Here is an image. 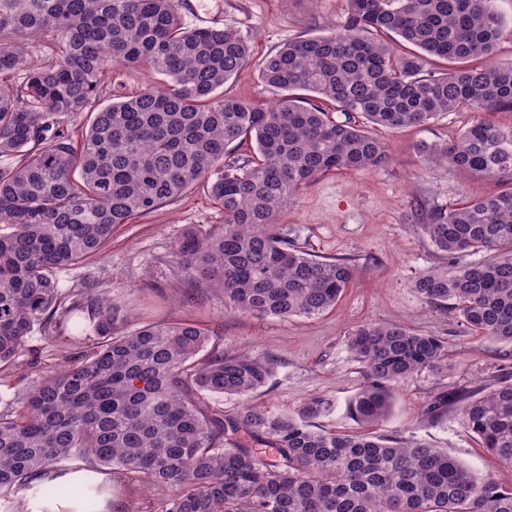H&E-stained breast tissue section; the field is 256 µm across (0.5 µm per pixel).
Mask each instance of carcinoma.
<instances>
[{
	"label": "carcinoma",
	"instance_id": "1",
	"mask_svg": "<svg viewBox=\"0 0 512 512\" xmlns=\"http://www.w3.org/2000/svg\"><path fill=\"white\" fill-rule=\"evenodd\" d=\"M347 4L340 29L264 60L261 80L284 95L261 107L224 96L248 63L246 39L185 26L179 0H0V76L24 72L16 85L0 81V224L11 227L0 232V366L37 329L71 328L86 345L74 362L13 385L0 410V500L22 492L18 512L32 500L38 512H101L113 479L137 474L156 491V512H512V486L476 477L440 448L316 427L333 411L325 398L295 417L225 416L208 397L257 391L269 360L209 351V334L191 323L129 329L122 304L92 287L65 291L55 275L204 179L224 224L183 231L170 260L181 280L209 282L243 312L319 315L354 267L297 249L278 217L327 173L389 162L368 126H424L469 110L477 117L455 140L423 149L438 168L498 190L422 213L456 270L425 271L414 288L429 304L452 303L476 335L512 343V126L482 117L512 109V64L487 62L502 26L494 0ZM46 32L51 58L34 62L23 41ZM395 38L415 52H395ZM478 58L486 63L467 64ZM437 59L450 66L428 69ZM118 66L159 81L99 109L74 139L64 118L86 111ZM247 138L255 157L232 155ZM347 347L366 382L346 410L367 428L389 417L395 387L448 369L441 339L401 325H361ZM453 403L481 447L512 467V371ZM241 430L272 439L278 458H256L233 439Z\"/></svg>",
	"mask_w": 512,
	"mask_h": 512
}]
</instances>
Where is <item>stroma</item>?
Returning a JSON list of instances; mask_svg holds the SVG:
<instances>
[{
  "label": "stroma",
  "instance_id": "1",
  "mask_svg": "<svg viewBox=\"0 0 512 512\" xmlns=\"http://www.w3.org/2000/svg\"><path fill=\"white\" fill-rule=\"evenodd\" d=\"M186 26H228L248 41L247 66L224 85L225 96L271 105L281 93L263 83V61L284 44L319 35L342 25L347 0H181ZM150 78L135 69L105 76L95 99L104 107L120 96L147 88ZM473 118L469 112H444L428 125L397 130L376 128L391 161L373 170L337 171L303 189L278 222L296 246L311 255L345 258L355 276L336 307L318 316H258L225 304L215 289L201 287L181 294L182 282L169 264L175 240L188 225L200 231L222 224L224 213L204 182L189 186L177 199L152 214L116 227L106 250L82 264L58 271L63 289L94 279L102 293L124 303L128 326L142 321L200 325L210 344L233 356L249 353L271 360L269 382L249 397L216 395L212 408L235 416L251 407L273 416L294 415L313 398L333 401L334 412L315 426L345 434L361 427L346 413L347 401L364 385L363 368L349 352L347 339L367 323L401 325L448 343L451 367L439 375L422 372L396 390L390 417L378 434L428 442L467 465L478 477L512 486V469L500 465L467 429L457 405L438 418L424 410L441 393L457 395L487 388L496 371L512 366V344L472 335L457 313L426 304L416 293L417 276L444 269L448 257L416 224L415 214L433 206L446 209L486 195L492 181L465 172L438 171L422 145L455 139ZM77 338H52L34 332L18 368L0 371V406L9 400L18 376L39 379L58 368L62 357L77 358ZM156 494L133 475L112 485V512H153Z\"/></svg>",
  "mask_w": 512,
  "mask_h": 512
}]
</instances>
